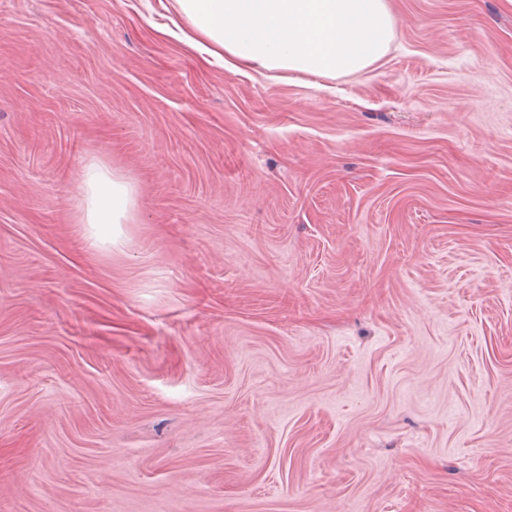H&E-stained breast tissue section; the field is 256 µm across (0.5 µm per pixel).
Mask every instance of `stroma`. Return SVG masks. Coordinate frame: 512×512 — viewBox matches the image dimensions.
<instances>
[{
    "mask_svg": "<svg viewBox=\"0 0 512 512\" xmlns=\"http://www.w3.org/2000/svg\"><path fill=\"white\" fill-rule=\"evenodd\" d=\"M389 2L268 77L173 0H0V512H512V0ZM81 171L83 203L78 224H85L93 246L116 247L125 237L123 224H133L135 219V188L97 160L87 161Z\"/></svg>",
    "mask_w": 512,
    "mask_h": 512,
    "instance_id": "obj_1",
    "label": "stroma"
}]
</instances>
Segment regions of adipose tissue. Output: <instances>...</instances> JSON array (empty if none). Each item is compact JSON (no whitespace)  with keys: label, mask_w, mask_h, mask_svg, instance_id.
Here are the masks:
<instances>
[{"label":"adipose tissue","mask_w":512,"mask_h":512,"mask_svg":"<svg viewBox=\"0 0 512 512\" xmlns=\"http://www.w3.org/2000/svg\"><path fill=\"white\" fill-rule=\"evenodd\" d=\"M182 41L229 70L358 74L394 39L388 0H175ZM78 215L93 246L120 245L136 212L134 187L104 163L82 167Z\"/></svg>","instance_id":"obj_1"}]
</instances>
